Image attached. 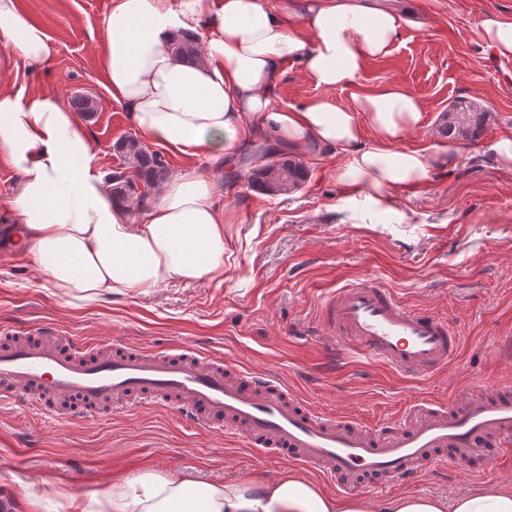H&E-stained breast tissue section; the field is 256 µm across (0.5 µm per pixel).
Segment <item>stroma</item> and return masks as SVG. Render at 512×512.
<instances>
[{
  "label": "stroma",
  "mask_w": 512,
  "mask_h": 512,
  "mask_svg": "<svg viewBox=\"0 0 512 512\" xmlns=\"http://www.w3.org/2000/svg\"><path fill=\"white\" fill-rule=\"evenodd\" d=\"M49 36V55L33 71L16 68L0 43V88L59 95L65 105L93 98L97 112L83 120L102 172L116 165L113 143L135 127L127 109L104 88L101 26L112 0H17ZM406 22L391 53L370 60L360 91L394 84L423 103V125L405 148L444 145L440 112L460 97L489 109L481 140L512 134V60L493 58L478 39L481 18L512 19V0H389ZM330 96L351 106L350 89L317 87L302 64L282 67L273 102L298 105ZM455 147L447 168L403 195L392 212L364 205L345 211L347 190L336 162H305V183L270 196L249 189L248 159L228 184L236 213L223 281L176 283L149 295L106 297L73 306L44 287L30 254L10 246L17 216L9 201L17 172L0 155V329L35 335L45 323L63 336L129 347L164 348L178 342L223 354L226 361L279 377L325 415H348L369 426L396 420L415 402H456L466 388L489 390L512 382V354L498 342L512 338V168L484 155L480 142ZM393 290L407 306L448 319L461 345L448 367L402 379L382 365L356 358L331 361L330 340L316 327L321 297L350 283ZM284 457L243 447L223 430L188 426L178 415L145 407L106 417L58 419L23 404L0 406V496L13 512H27L30 492L51 504L71 493L101 491L113 480L144 471L185 470L220 482L231 475L258 480L289 468ZM512 483V454L488 451L461 468L447 462L405 487L364 488L385 501L402 491L453 499L459 492Z\"/></svg>",
  "instance_id": "35a3bbf8"
}]
</instances>
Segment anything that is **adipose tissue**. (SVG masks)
<instances>
[{"mask_svg":"<svg viewBox=\"0 0 512 512\" xmlns=\"http://www.w3.org/2000/svg\"><path fill=\"white\" fill-rule=\"evenodd\" d=\"M302 20L295 29L294 20ZM386 0H288L285 9L259 0H113L103 19L105 89L124 104L139 135L190 158L217 164L236 154L255 130L276 151L335 157L336 179L351 191L343 209L364 201L393 210L398 192L423 185L453 160L450 149H405L424 107L411 92L386 85L358 87L368 60L389 54L403 27ZM192 39L200 59L187 64L171 51ZM0 41L16 66L41 63L49 51L43 28L0 0ZM300 62L326 90L354 89L348 108L319 97L275 106V74ZM376 142L365 145L363 127ZM19 175L10 204L18 216V247L30 252L48 287L67 303L112 294H145L177 282L224 274L225 226L217 172L189 167L152 203L117 200L94 165L92 142L56 95L26 96L0 88V154ZM68 512H512V486L464 492L454 501L404 493L380 505L345 500L304 473L287 469L257 481L242 476L213 483L178 473L144 472L105 490L75 493Z\"/></svg>","mask_w":512,"mask_h":512,"instance_id":"ef3b65f1","label":"adipose tissue"}]
</instances>
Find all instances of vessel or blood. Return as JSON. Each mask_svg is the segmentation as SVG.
Listing matches in <instances>:
<instances>
[{
    "label": "vessel or blood",
    "mask_w": 512,
    "mask_h": 512,
    "mask_svg": "<svg viewBox=\"0 0 512 512\" xmlns=\"http://www.w3.org/2000/svg\"><path fill=\"white\" fill-rule=\"evenodd\" d=\"M318 319L334 349L407 377L446 367L459 347L447 320L408 308L374 284L352 283L326 294ZM0 402L72 417L161 406L183 422L224 429L245 447L309 467L345 493L372 481L388 487L408 481L446 454L465 465L485 457L489 446L512 447L511 385L467 393L454 405L418 403L396 422L371 427L317 413L281 380L220 355L183 346L93 344L48 325L39 338L0 346Z\"/></svg>",
    "instance_id": "b4317fda"
}]
</instances>
